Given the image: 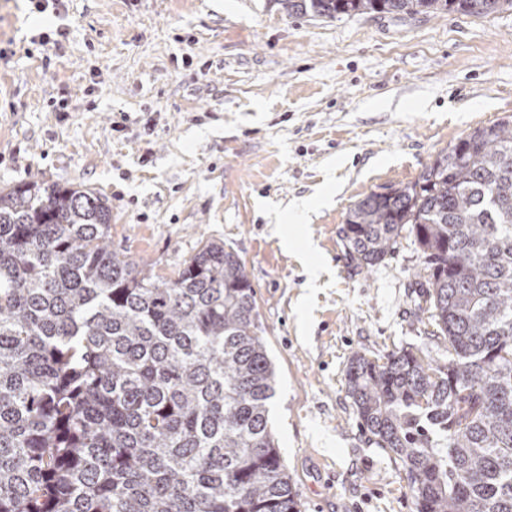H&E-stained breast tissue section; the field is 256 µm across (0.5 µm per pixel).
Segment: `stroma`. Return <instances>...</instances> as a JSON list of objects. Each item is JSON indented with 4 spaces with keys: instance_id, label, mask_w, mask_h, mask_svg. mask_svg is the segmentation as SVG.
Listing matches in <instances>:
<instances>
[{
    "instance_id": "obj_1",
    "label": "stroma",
    "mask_w": 512,
    "mask_h": 512,
    "mask_svg": "<svg viewBox=\"0 0 512 512\" xmlns=\"http://www.w3.org/2000/svg\"><path fill=\"white\" fill-rule=\"evenodd\" d=\"M509 116L512 9L328 19L278 0H0V190L93 189L113 249L164 278L209 240L239 255L301 512H414L345 371L357 355L448 351L413 235L367 269L347 253L346 215ZM301 199L315 202L299 228L314 276L281 244L278 218Z\"/></svg>"
}]
</instances>
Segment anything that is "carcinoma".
<instances>
[{
	"mask_svg": "<svg viewBox=\"0 0 512 512\" xmlns=\"http://www.w3.org/2000/svg\"><path fill=\"white\" fill-rule=\"evenodd\" d=\"M290 14L459 12L512 0H278ZM448 362L346 371L360 426L415 512H512V118L350 208L366 267L403 229ZM72 183L0 191V512H300L268 427L276 371L244 262L208 241L168 279L112 249Z\"/></svg>",
	"mask_w": 512,
	"mask_h": 512,
	"instance_id": "obj_1",
	"label": "carcinoma"
}]
</instances>
